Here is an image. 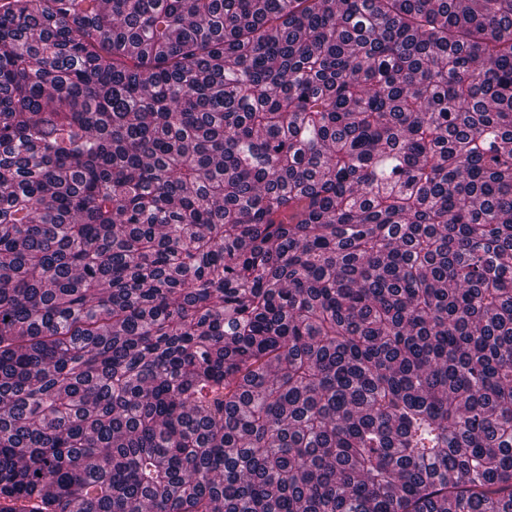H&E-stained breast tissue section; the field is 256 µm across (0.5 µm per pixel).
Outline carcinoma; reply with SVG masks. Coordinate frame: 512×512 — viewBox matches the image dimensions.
<instances>
[{
    "instance_id": "carcinoma-1",
    "label": "carcinoma",
    "mask_w": 512,
    "mask_h": 512,
    "mask_svg": "<svg viewBox=\"0 0 512 512\" xmlns=\"http://www.w3.org/2000/svg\"><path fill=\"white\" fill-rule=\"evenodd\" d=\"M10 512H512V0H0Z\"/></svg>"
}]
</instances>
